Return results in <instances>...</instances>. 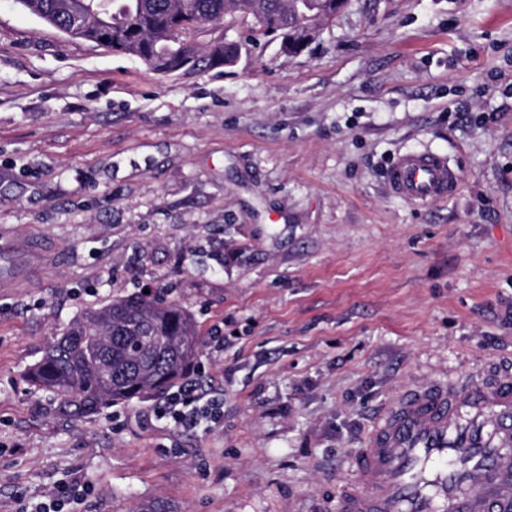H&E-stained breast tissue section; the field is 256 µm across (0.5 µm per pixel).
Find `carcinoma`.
Here are the masks:
<instances>
[{
  "instance_id": "1",
  "label": "carcinoma",
  "mask_w": 512,
  "mask_h": 512,
  "mask_svg": "<svg viewBox=\"0 0 512 512\" xmlns=\"http://www.w3.org/2000/svg\"><path fill=\"white\" fill-rule=\"evenodd\" d=\"M32 15L70 39L117 35L102 46L139 57L154 68L176 55L175 37L189 39L199 24H219L226 0H112L109 11L84 31L73 30L71 10L95 8V0H17ZM281 8L259 0L249 13L259 28ZM201 347L194 318L180 305L141 293L91 308L46 348L30 376L53 392L58 411L88 418L115 403L167 390L183 378Z\"/></svg>"
}]
</instances>
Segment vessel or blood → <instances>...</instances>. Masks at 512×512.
<instances>
[{"label":"vessel or blood","instance_id":"obj_1","mask_svg":"<svg viewBox=\"0 0 512 512\" xmlns=\"http://www.w3.org/2000/svg\"><path fill=\"white\" fill-rule=\"evenodd\" d=\"M391 191L415 205L453 195L446 155L403 152ZM24 251H0V286L16 278ZM349 466L336 512H512V369L396 397Z\"/></svg>","mask_w":512,"mask_h":512}]
</instances>
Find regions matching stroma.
I'll return each mask as SVG.
<instances>
[{
  "label": "stroma",
  "mask_w": 512,
  "mask_h": 512,
  "mask_svg": "<svg viewBox=\"0 0 512 512\" xmlns=\"http://www.w3.org/2000/svg\"><path fill=\"white\" fill-rule=\"evenodd\" d=\"M233 66H210L221 38ZM164 76L0 0V512H314L399 394L512 358V0H349L301 54L237 14ZM447 154L449 198L387 171ZM165 292L224 324L216 425L62 416L26 372L77 315ZM391 191L414 205L453 195L458 178L448 157L433 151L403 152L388 172ZM0 256V286L16 278L24 264L25 255L28 252L15 248L2 249Z\"/></svg>",
  "instance_id": "obj_1"
}]
</instances>
